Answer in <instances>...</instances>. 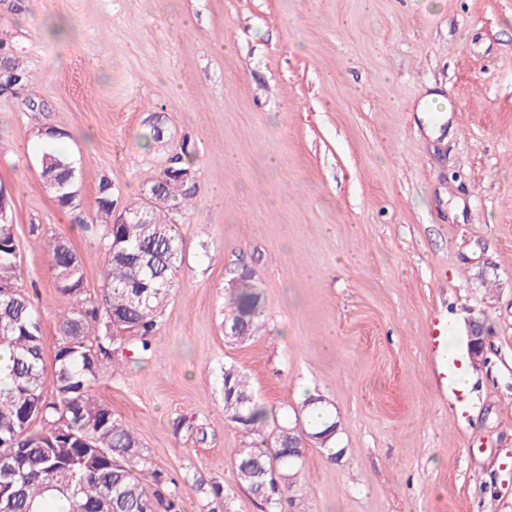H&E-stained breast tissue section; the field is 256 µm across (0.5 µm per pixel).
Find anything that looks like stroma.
Segmentation results:
<instances>
[{"label": "stroma", "mask_w": 512, "mask_h": 512, "mask_svg": "<svg viewBox=\"0 0 512 512\" xmlns=\"http://www.w3.org/2000/svg\"><path fill=\"white\" fill-rule=\"evenodd\" d=\"M7 55L36 76L0 92V185L46 353L59 315L101 294L100 179L126 204L196 145L194 203L171 214L186 262L152 348L96 391L184 512H210L202 484L262 512L236 481L251 441L224 419L228 363L278 421L305 423L309 394L329 410L335 451L308 447L303 512H512V0H0ZM432 93L448 109L428 129ZM50 143L79 172L77 212L42 185ZM57 235L82 297L55 284ZM240 266L264 316L235 345ZM475 321L485 362L463 393L447 355L468 360ZM47 247L58 289L63 294L80 297L84 290V269L71 240L58 236L50 240Z\"/></svg>", "instance_id": "1"}]
</instances>
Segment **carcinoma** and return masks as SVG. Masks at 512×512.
<instances>
[{
	"label": "carcinoma",
	"instance_id": "1",
	"mask_svg": "<svg viewBox=\"0 0 512 512\" xmlns=\"http://www.w3.org/2000/svg\"><path fill=\"white\" fill-rule=\"evenodd\" d=\"M30 72L15 57L0 64V91L27 86ZM195 144L187 137L173 151L174 173L157 178L163 203L148 205V195L125 208L132 218L149 221L145 232L112 222V178L98 185L96 222L104 227V287L98 304L73 305L59 316L60 336L47 372L42 322L30 297L15 285L19 271L11 205L0 194V512H52L53 498L64 496L70 512H182L178 484L156 470L146 473L148 459L133 426L114 417L95 392L108 346L126 332L136 340L131 352L151 349L150 335L168 305L184 263L178 225L164 217L168 207L189 205L196 191L179 174L195 175ZM44 187L62 208L79 207L77 170L64 153L41 157ZM58 289L79 297L84 290L82 261L71 240L58 236L47 244ZM244 270L232 278L224 322L237 327L234 342L251 341L262 326L260 295ZM224 416L246 437H263L272 411L255 399L248 377L233 364L224 366ZM336 423L306 433L289 423L275 430L273 449L241 452L234 461L239 486L267 508L283 512V504L301 498L303 462L290 450L306 443L326 446Z\"/></svg>",
	"mask_w": 512,
	"mask_h": 512
}]
</instances>
